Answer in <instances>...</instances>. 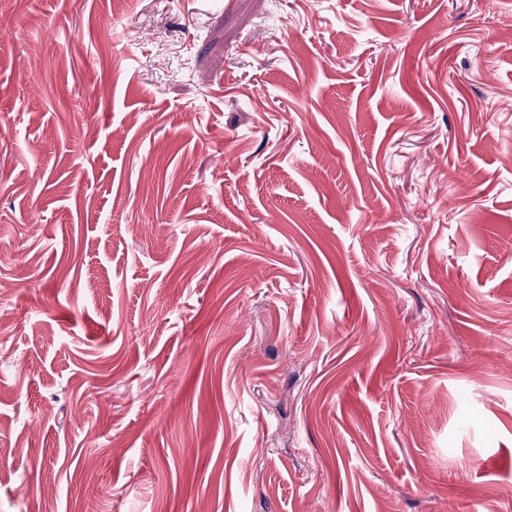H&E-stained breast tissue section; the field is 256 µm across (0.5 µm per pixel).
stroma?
<instances>
[{"label":"stroma","instance_id":"1","mask_svg":"<svg viewBox=\"0 0 512 512\" xmlns=\"http://www.w3.org/2000/svg\"><path fill=\"white\" fill-rule=\"evenodd\" d=\"M0 512H512V0H0Z\"/></svg>","mask_w":512,"mask_h":512}]
</instances>
